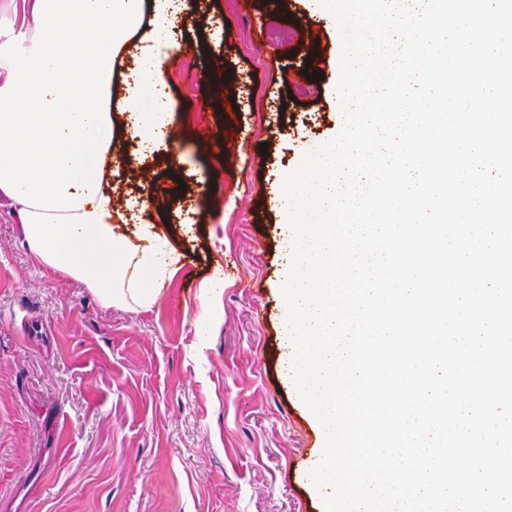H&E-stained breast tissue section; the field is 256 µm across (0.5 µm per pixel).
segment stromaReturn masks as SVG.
<instances>
[{
    "label": "stroma",
    "mask_w": 512,
    "mask_h": 512,
    "mask_svg": "<svg viewBox=\"0 0 512 512\" xmlns=\"http://www.w3.org/2000/svg\"><path fill=\"white\" fill-rule=\"evenodd\" d=\"M238 2L185 0L171 29L177 134L148 164L180 260L150 308L46 274L0 207V512H325L324 437L283 376L276 190L342 127L341 40L318 0ZM32 24L0 0V51Z\"/></svg>",
    "instance_id": "stroma-1"
}]
</instances>
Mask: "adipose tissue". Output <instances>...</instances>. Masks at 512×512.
Returning a JSON list of instances; mask_svg holds the SVG:
<instances>
[{"instance_id": "adipose-tissue-1", "label": "adipose tissue", "mask_w": 512, "mask_h": 512, "mask_svg": "<svg viewBox=\"0 0 512 512\" xmlns=\"http://www.w3.org/2000/svg\"><path fill=\"white\" fill-rule=\"evenodd\" d=\"M183 2L34 0L26 51L9 59L0 85V200L34 262L82 281L107 306H151L179 258L153 219L152 191L122 201L112 178L126 142L146 156L176 134L164 64ZM124 53L135 68L118 90ZM134 237L147 243L138 255Z\"/></svg>"}]
</instances>
